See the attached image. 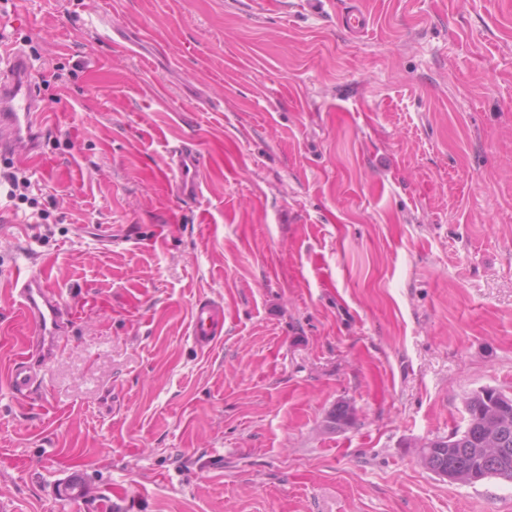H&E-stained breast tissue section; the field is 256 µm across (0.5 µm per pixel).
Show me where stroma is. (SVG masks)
<instances>
[{"label":"stroma","instance_id":"35a3bbf8","mask_svg":"<svg viewBox=\"0 0 512 512\" xmlns=\"http://www.w3.org/2000/svg\"><path fill=\"white\" fill-rule=\"evenodd\" d=\"M0 42L57 120L0 156V512H512L421 459L512 394V0H0ZM19 272L75 312L26 395ZM166 167L178 198L190 200L200 195L202 156L194 145L183 144L170 150ZM31 181L25 176L19 177L14 172H4L0 176V193L2 199V186H6V199L9 202L15 199H28V193L31 192ZM224 333V309L216 302L198 301L192 309L190 336L202 351L220 342ZM9 386L16 392L32 391L38 382L35 369L29 364L27 355L15 360L8 373ZM87 483L83 472L77 468H70L64 477L56 480L51 491L53 496L67 503H78L86 500L88 494Z\"/></svg>","mask_w":512,"mask_h":512}]
</instances>
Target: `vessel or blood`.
Instances as JSON below:
<instances>
[{"label":"vessel or blood","instance_id":"1","mask_svg":"<svg viewBox=\"0 0 512 512\" xmlns=\"http://www.w3.org/2000/svg\"><path fill=\"white\" fill-rule=\"evenodd\" d=\"M53 127L54 119L44 111L30 79V63L24 51L0 44V156H18L38 149L42 137ZM166 167L173 177L172 187L178 198L190 200L199 196L202 156L194 145L183 144L170 150ZM14 290L17 305L32 328L43 358L55 356L73 320L71 308L35 274L16 281ZM223 333V308L211 301L197 302L190 321V336L195 346L210 350L220 342ZM8 382L17 392L33 390L38 376L27 358L14 361ZM51 491L62 502L84 501L88 491L83 472L69 469L53 483Z\"/></svg>","mask_w":512,"mask_h":512}]
</instances>
